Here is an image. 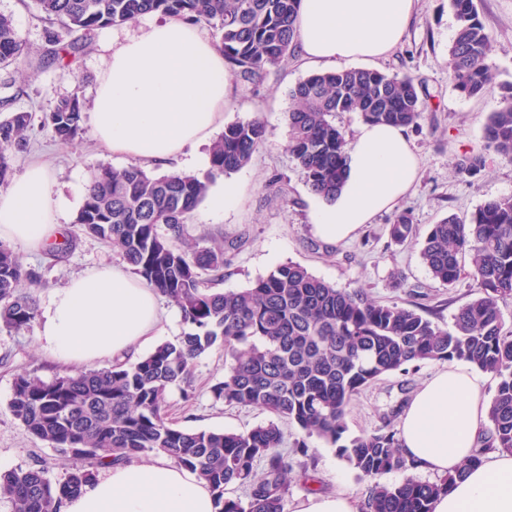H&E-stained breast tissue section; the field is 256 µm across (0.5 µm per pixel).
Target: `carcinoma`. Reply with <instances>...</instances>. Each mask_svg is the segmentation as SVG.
I'll return each mask as SVG.
<instances>
[{
    "mask_svg": "<svg viewBox=\"0 0 512 512\" xmlns=\"http://www.w3.org/2000/svg\"><path fill=\"white\" fill-rule=\"evenodd\" d=\"M44 19L62 33L48 34L42 58L74 59L86 43L78 32L123 24L149 14L175 16L209 27L218 37L230 73L256 82L299 49L295 20L300 0H32ZM455 32L448 68L455 88L467 97L484 94L496 81L490 39L474 0H449ZM30 56L10 16L0 14V68ZM286 150L310 193L328 200L346 173L348 140L336 116L352 113L365 123L408 127L422 115L419 88L408 75L348 68L318 72L289 92ZM0 186L12 172L13 151L27 140L33 115L10 110L0 100ZM79 91L60 98L44 119L53 136L71 143L81 135ZM258 118L237 120L209 147L204 175L172 171L153 174L138 165L97 167L90 175L75 223L130 265L143 283L181 312L188 332L158 345L139 360L115 361L100 369L45 380L15 378L9 408L35 438L54 448L66 466L51 480L45 469L0 474V499L14 512H60L63 502L94 480L95 470L149 453L163 454L203 478L217 512H284L289 474L306 485L318 481L308 440L336 448L338 457L367 483L362 512H432L435 497L454 476L423 481L413 475L381 481L393 471L415 468L403 453L397 430L347 435L346 416L357 397L381 376L428 361H465L497 379L488 426L472 462L488 450L512 453V331L504 330L499 303L512 298V196L490 199L467 218L450 215L423 237L420 257L434 280L453 287L470 258V277L480 295L459 306L452 329L417 311L380 303L360 289L338 288L300 264L288 262L238 291L214 288L224 277V244L202 236L194 243L189 224L216 177L247 166L265 144ZM487 147L512 159V86L490 113ZM481 154L462 156L460 174H478ZM396 243L417 237L402 213L389 227ZM30 288L20 291V286ZM39 274L0 243V328L30 330L37 317L34 290ZM232 363L211 387L227 406L267 411L273 420L246 431H197L168 416L174 385L189 392L195 359L215 346ZM297 435L283 450L280 424ZM243 489L227 496L230 487Z\"/></svg>",
    "mask_w": 512,
    "mask_h": 512,
    "instance_id": "obj_1",
    "label": "carcinoma"
}]
</instances>
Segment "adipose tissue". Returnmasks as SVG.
I'll return each instance as SVG.
<instances>
[{
  "mask_svg": "<svg viewBox=\"0 0 512 512\" xmlns=\"http://www.w3.org/2000/svg\"><path fill=\"white\" fill-rule=\"evenodd\" d=\"M415 0H301V54L312 63L372 61L403 37ZM232 75L215 42L177 17L113 38L91 120L98 145L112 155L152 163L185 157L224 126ZM418 178L403 128L364 124L348 147L341 191L312 214L315 233L336 242L392 209ZM70 204L50 174L31 164L0 192V240L41 249L57 236ZM159 323L155 292L121 265L90 270L57 289L38 342L60 361L90 366L151 341ZM484 375L449 365L417 390L399 429L403 449L421 470L453 474L433 512H512V454L474 462L488 422ZM63 512H216L207 483L175 463L117 464L65 501Z\"/></svg>",
  "mask_w": 512,
  "mask_h": 512,
  "instance_id": "adipose-tissue-1",
  "label": "adipose tissue"
}]
</instances>
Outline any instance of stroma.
<instances>
[{"instance_id":"obj_1","label":"stroma","mask_w":512,"mask_h":512,"mask_svg":"<svg viewBox=\"0 0 512 512\" xmlns=\"http://www.w3.org/2000/svg\"><path fill=\"white\" fill-rule=\"evenodd\" d=\"M477 6L490 38L491 62L497 72L494 87L483 96L468 98L453 87L448 45L454 35L455 19L448 0H417L400 43L374 62L375 70L410 75L420 86L423 117L405 129L420 161V176L393 210L378 214L344 242L333 243L315 235L311 224L315 198L285 149L289 91L314 73V66L295 56L280 68L270 70L260 83L232 80L224 107L225 122L260 119L267 128V141L247 167L227 175V182L237 188L238 199L225 209L223 218L212 219L203 204L191 216L192 236L206 233L224 239L230 246L221 290L246 288L257 277L293 262L337 287L363 289L383 303L411 309L421 305L437 307V323L451 327L456 309L478 296L475 283L465 276L453 288L443 287L423 264L418 244L395 243L388 226L396 214L405 212L423 233L448 215L466 217L488 199L512 195V161L484 149L488 117L500 106L505 88L512 85V0H477ZM0 13L12 17L18 36L32 49L25 75H18L12 67L0 69V97L16 93L14 109L31 112L34 117L26 146L15 152L13 172L22 174L35 160L46 162L56 190L69 200L71 212H78L91 172L102 164L123 168L129 161L102 155L88 122L78 140L61 143L44 126V116L57 99L76 90L85 107H92L113 34L138 32L148 19L143 16L99 28L87 36V50L71 64L47 65L40 54L46 47L48 25L32 0H0ZM478 151L485 154V169L474 177L459 175L453 166L455 159ZM273 179L278 185L271 191L267 185ZM15 251L25 265L42 276L43 286L37 292L38 309L42 312L55 289L93 268L121 261L111 247L86 236L63 259L20 245ZM230 363V357L220 348L198 357L192 370L194 397L184 399L179 388H171L170 418L195 430L245 431L267 423L270 415L265 411L228 407L212 397L211 386L223 378ZM440 368V363L428 362L406 373L396 371L382 376L353 402L346 418L349 435L369 434L388 422L399 425L415 392ZM32 371L48 380L75 374L76 369L45 354L36 331L1 330L0 471L40 467L46 469L50 479L57 480L64 470L56 451L30 435L9 408L15 377ZM309 444L322 490L346 494L355 504H362L365 484L335 449L315 438Z\"/></svg>"}]
</instances>
